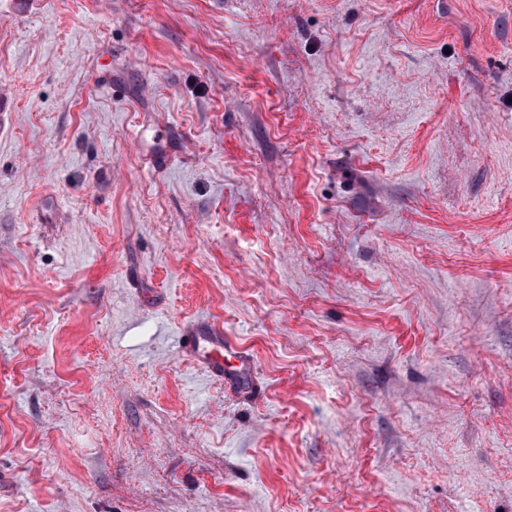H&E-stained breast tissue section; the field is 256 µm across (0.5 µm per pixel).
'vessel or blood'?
I'll use <instances>...</instances> for the list:
<instances>
[{"instance_id": "vessel-or-blood-1", "label": "vessel or blood", "mask_w": 512, "mask_h": 512, "mask_svg": "<svg viewBox=\"0 0 512 512\" xmlns=\"http://www.w3.org/2000/svg\"><path fill=\"white\" fill-rule=\"evenodd\" d=\"M181 349L211 376L223 379L230 387L240 384L252 370L251 356L220 331L198 329L183 340Z\"/></svg>"}]
</instances>
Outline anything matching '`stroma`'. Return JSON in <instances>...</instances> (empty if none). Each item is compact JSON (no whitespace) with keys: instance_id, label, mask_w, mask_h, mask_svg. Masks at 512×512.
I'll list each match as a JSON object with an SVG mask.
<instances>
[{"instance_id":"obj_1","label":"stroma","mask_w":512,"mask_h":512,"mask_svg":"<svg viewBox=\"0 0 512 512\" xmlns=\"http://www.w3.org/2000/svg\"><path fill=\"white\" fill-rule=\"evenodd\" d=\"M0 512H512V0H0ZM181 349L211 376L224 379L229 387L240 384L252 370V357L221 331L198 329L181 341Z\"/></svg>"}]
</instances>
